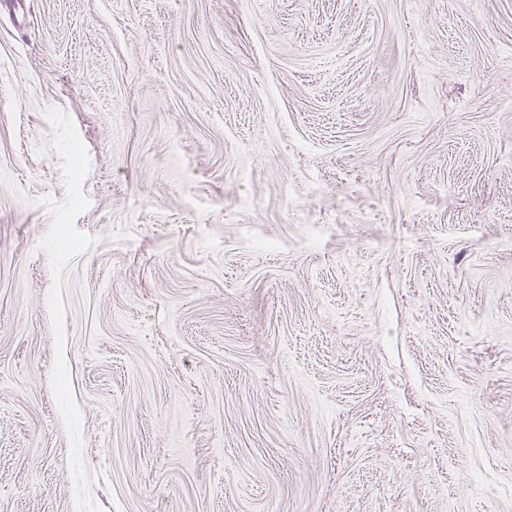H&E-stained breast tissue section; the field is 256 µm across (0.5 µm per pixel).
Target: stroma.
<instances>
[{
    "label": "stroma",
    "instance_id": "obj_1",
    "mask_svg": "<svg viewBox=\"0 0 512 512\" xmlns=\"http://www.w3.org/2000/svg\"><path fill=\"white\" fill-rule=\"evenodd\" d=\"M512 512V0H0V512Z\"/></svg>",
    "mask_w": 512,
    "mask_h": 512
}]
</instances>
